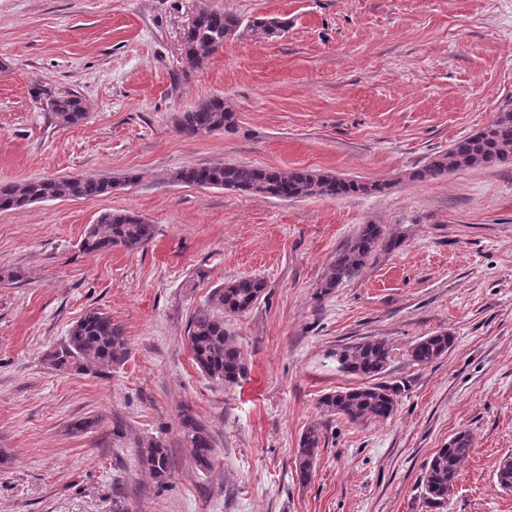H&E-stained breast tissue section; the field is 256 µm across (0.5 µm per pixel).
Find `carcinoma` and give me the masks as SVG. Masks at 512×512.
Returning <instances> with one entry per match:
<instances>
[{
  "instance_id": "1",
  "label": "carcinoma",
  "mask_w": 512,
  "mask_h": 512,
  "mask_svg": "<svg viewBox=\"0 0 512 512\" xmlns=\"http://www.w3.org/2000/svg\"><path fill=\"white\" fill-rule=\"evenodd\" d=\"M283 23L274 18H255L247 22L224 11L203 8L184 31L182 59L194 68L210 55L224 48L229 41L249 33L255 37L272 38L283 30ZM46 105L62 125L75 126L86 117L84 103L72 93L46 94ZM178 131L187 137L228 131L234 125L233 113L224 106V99L212 97L176 118ZM512 160V111L498 113L496 118L476 133L455 141L448 151L431 157L423 166L406 173L411 182L438 180L452 172L474 167H490ZM174 181L199 188L233 189L283 200L321 196L327 199L353 195L384 194L393 180L362 182L337 175L296 168L288 172L273 167L254 165H205L183 167L174 174ZM112 177L85 176L79 181L40 178L22 184L0 182V210L17 209L33 202L62 197L97 198L112 193ZM153 227L132 212H105L98 223L91 225L82 249L88 253L114 247L130 250L144 245L152 236ZM398 245L385 235L379 224H365L359 235L336 254L321 288L329 292L346 280L357 276L378 251H390ZM263 283L240 278L215 291V306L197 312L187 329L192 359L201 372L212 379L234 384L245 366L241 352L224 325V315L244 313L256 302ZM453 344V336L439 331L425 336L410 349L413 363H431ZM130 355L125 328L107 313L92 308L69 330L68 336L50 354L55 367L78 372L98 370L124 363ZM392 348L383 339H371L343 347L336 353L339 368L366 379L358 387L325 395L321 409L352 423L386 421L395 412L401 386L375 383L373 379L387 368ZM185 447L201 470L211 467L214 459L213 436L198 421L191 409L180 415ZM322 443L321 429L311 426L302 434L297 448L295 467L300 480L311 479ZM473 438L469 431L459 430L438 449L424 465L420 486L423 504L436 512L442 509L454 490L461 463L469 456ZM139 465L162 482L170 473V451L160 439H151L136 450ZM496 484L512 491V457L498 465Z\"/></svg>"
}]
</instances>
